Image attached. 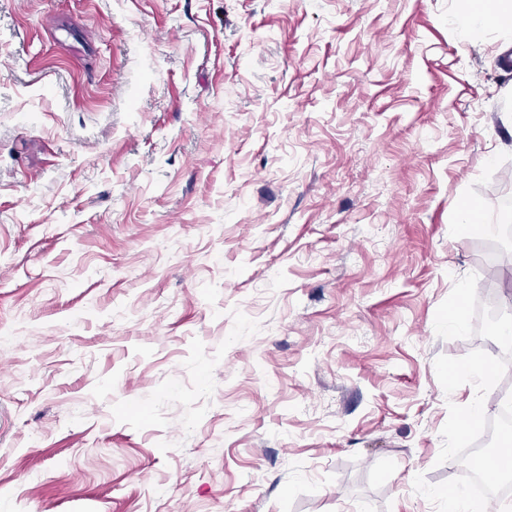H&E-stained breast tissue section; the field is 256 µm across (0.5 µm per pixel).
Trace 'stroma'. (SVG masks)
Masks as SVG:
<instances>
[{
    "label": "stroma",
    "mask_w": 512,
    "mask_h": 512,
    "mask_svg": "<svg viewBox=\"0 0 512 512\" xmlns=\"http://www.w3.org/2000/svg\"><path fill=\"white\" fill-rule=\"evenodd\" d=\"M470 7L0 0V512H436L434 361L498 350L436 310L512 313Z\"/></svg>",
    "instance_id": "stroma-1"
}]
</instances>
